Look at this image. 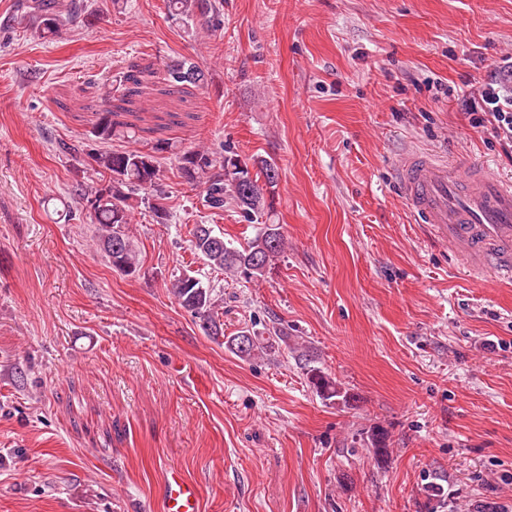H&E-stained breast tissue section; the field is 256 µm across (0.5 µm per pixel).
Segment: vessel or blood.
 <instances>
[{
	"instance_id": "1",
	"label": "vessel or blood",
	"mask_w": 512,
	"mask_h": 512,
	"mask_svg": "<svg viewBox=\"0 0 512 512\" xmlns=\"http://www.w3.org/2000/svg\"><path fill=\"white\" fill-rule=\"evenodd\" d=\"M396 179L417 220L449 242L473 277L512 281V180L482 168L457 177L430 155L406 157ZM157 500L160 512H201L197 484L177 468L166 470Z\"/></svg>"
}]
</instances>
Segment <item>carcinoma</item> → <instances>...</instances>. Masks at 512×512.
Wrapping results in <instances>:
<instances>
[{
    "instance_id": "cac0c4a2",
    "label": "carcinoma",
    "mask_w": 512,
    "mask_h": 512,
    "mask_svg": "<svg viewBox=\"0 0 512 512\" xmlns=\"http://www.w3.org/2000/svg\"><path fill=\"white\" fill-rule=\"evenodd\" d=\"M171 19L187 23L201 20L213 26L219 24L221 4L217 0H166ZM29 9L39 19L36 34L46 42L59 34V23L47 0H35ZM147 68L138 67L119 78V83L107 84L102 93V105L91 134L100 141L114 136H129L122 131L128 124L119 120L120 112L114 109L112 98L138 92ZM165 81L172 87L186 83L198 84L204 80L200 67L182 59L165 66ZM171 150V143L158 140L148 150L138 148L112 149L93 153L92 160L99 173L109 175L105 188L90 198V222L97 225L96 241L112 269L124 276H133L140 269V254L130 235L131 212L136 203L148 205L159 220L168 217L165 206L167 193L160 178V167L155 153ZM237 155L224 143L216 148H197L176 154L178 170L192 188L200 189L203 206L212 214L224 212L226 200L235 201L240 221L251 224L266 209L263 187H273L278 179L277 167L267 160L257 163L258 172L239 169L234 163ZM264 184H259V179ZM193 250L213 270L234 277L237 281L251 283L263 280L272 266L284 253L286 237L280 224H264L255 236L241 249L214 234L208 224H196L190 230ZM170 293L175 301L200 321L208 334H224L219 318V303L214 289L201 279L183 274L173 280ZM226 347L242 360L258 357L275 347L288 344V333L277 323L259 334L247 327L224 341ZM310 387L325 399L349 402L351 394L328 376L321 368L307 359L303 363Z\"/></svg>"
}]
</instances>
